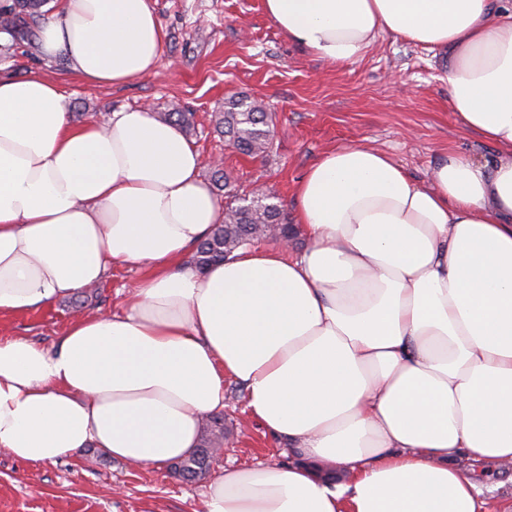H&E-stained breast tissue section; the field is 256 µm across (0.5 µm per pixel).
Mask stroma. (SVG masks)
<instances>
[{"label": "stroma", "mask_w": 512, "mask_h": 512, "mask_svg": "<svg viewBox=\"0 0 512 512\" xmlns=\"http://www.w3.org/2000/svg\"><path fill=\"white\" fill-rule=\"evenodd\" d=\"M166 41L154 73L119 87L82 83L58 61H44L36 48L0 53V71L15 77L40 75L60 85L74 121L129 108L154 114L180 107L195 115L189 136L210 178L213 156L238 192L265 190L293 215V187L328 150L351 142L391 155L419 183L447 151L492 158L494 148L467 132L450 110L448 54L382 35L352 65L323 62L284 36L266 16L263 0H151ZM263 101L273 115L267 156L249 158L225 147L212 115L225 95ZM139 271L116 267L85 308L111 314L134 288ZM71 299L23 316L0 313V336L56 348L74 318ZM242 384H226L224 453L209 478L186 482L169 465L137 467L87 448L56 462L22 460L0 449V512H202L210 477L225 467L259 462L285 464L276 440L256 422H246ZM491 512L512 501L500 468L473 465Z\"/></svg>", "instance_id": "35a3bbf8"}]
</instances>
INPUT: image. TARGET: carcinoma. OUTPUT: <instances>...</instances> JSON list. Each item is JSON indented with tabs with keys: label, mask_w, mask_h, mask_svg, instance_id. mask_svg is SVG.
Wrapping results in <instances>:
<instances>
[{
	"label": "carcinoma",
	"mask_w": 512,
	"mask_h": 512,
	"mask_svg": "<svg viewBox=\"0 0 512 512\" xmlns=\"http://www.w3.org/2000/svg\"><path fill=\"white\" fill-rule=\"evenodd\" d=\"M47 0H8L0 4V30L7 32L12 44L32 46L36 31L45 19L43 7ZM272 115L256 100L232 94L224 98V111L215 119L216 131L228 146L244 156H256L267 151ZM213 183L224 189L228 201L224 207V222L213 225L209 235L196 247L193 262L200 269L224 261L239 248H246L268 237L270 226H277L281 236L295 237V225L288 223L282 210L263 195H253L249 202L230 189L224 169L216 168ZM224 439V415L207 418L206 434L188 457L173 463L176 475L193 481L205 474L214 460L215 450Z\"/></svg>",
	"instance_id": "cac0c4a2"
}]
</instances>
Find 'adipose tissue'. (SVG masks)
<instances>
[{"label": "adipose tissue", "mask_w": 512, "mask_h": 512, "mask_svg": "<svg viewBox=\"0 0 512 512\" xmlns=\"http://www.w3.org/2000/svg\"><path fill=\"white\" fill-rule=\"evenodd\" d=\"M264 7L335 65L384 33L448 51L451 110L495 157L445 154L422 185L384 151L333 148L294 188L305 250L200 270L224 209L179 126L145 108L78 123L57 83L0 76V312L143 271L57 349L0 339V448L160 466L197 447L231 379L299 458L225 468L203 512H488L458 461L512 465V0ZM165 38L149 0H62L37 44L119 86L156 69Z\"/></svg>", "instance_id": "1"}]
</instances>
